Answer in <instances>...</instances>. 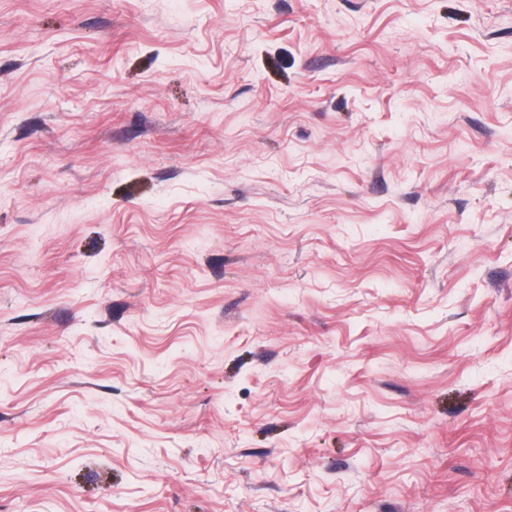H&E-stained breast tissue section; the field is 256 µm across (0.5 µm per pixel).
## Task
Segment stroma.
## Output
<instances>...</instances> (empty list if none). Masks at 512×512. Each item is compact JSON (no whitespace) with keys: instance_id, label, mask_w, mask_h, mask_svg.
Returning <instances> with one entry per match:
<instances>
[{"instance_id":"stroma-1","label":"stroma","mask_w":512,"mask_h":512,"mask_svg":"<svg viewBox=\"0 0 512 512\" xmlns=\"http://www.w3.org/2000/svg\"><path fill=\"white\" fill-rule=\"evenodd\" d=\"M0 512H512V0H0Z\"/></svg>"}]
</instances>
